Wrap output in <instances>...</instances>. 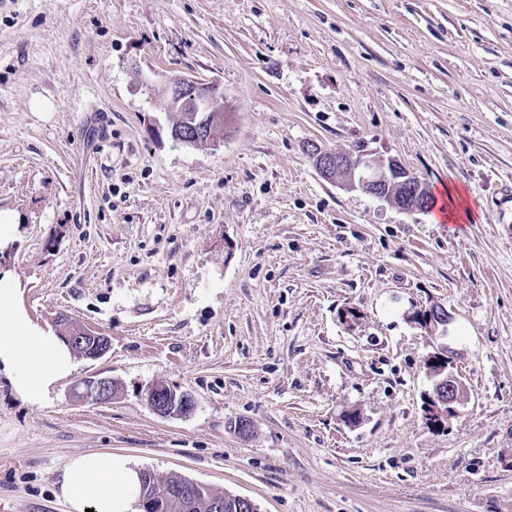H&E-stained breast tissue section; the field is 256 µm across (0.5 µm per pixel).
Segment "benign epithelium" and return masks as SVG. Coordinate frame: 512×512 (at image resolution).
I'll list each match as a JSON object with an SVG mask.
<instances>
[{"label": "benign epithelium", "mask_w": 512, "mask_h": 512, "mask_svg": "<svg viewBox=\"0 0 512 512\" xmlns=\"http://www.w3.org/2000/svg\"><path fill=\"white\" fill-rule=\"evenodd\" d=\"M171 108L185 114V120L196 130L189 136L180 129H171V136L190 146L213 143L210 132L202 129V118L212 112L224 115V92L215 83H203L193 78H180L169 88ZM309 154L318 173L330 182L341 181L350 189L357 188L377 199L395 201L392 188L404 185L408 194L399 204L403 211H424L427 186L406 171L397 161L387 165L375 164L358 155L339 154L316 143L310 145ZM424 328L437 330L449 325L452 316L444 309L432 307L417 316ZM66 340L72 346L84 347V356L90 359L102 357L109 350V340L103 334L79 326L74 327ZM427 372L432 380L431 390L425 396V415L436 427H444L458 413V406L468 397L467 388L456 371L455 353L442 349L428 356ZM84 400L103 404L112 400V380L104 377H89L81 382ZM146 400L152 410L161 416L181 415L195 408L192 396L171 389L159 390L152 385L146 390Z\"/></svg>", "instance_id": "1"}]
</instances>
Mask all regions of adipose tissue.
Listing matches in <instances>:
<instances>
[{
	"label": "adipose tissue",
	"instance_id": "adipose-tissue-1",
	"mask_svg": "<svg viewBox=\"0 0 512 512\" xmlns=\"http://www.w3.org/2000/svg\"><path fill=\"white\" fill-rule=\"evenodd\" d=\"M73 370L66 341L31 321L18 282L0 272V373L13 391L37 405ZM60 494L71 512H140V471L122 455L82 454L66 465Z\"/></svg>",
	"mask_w": 512,
	"mask_h": 512
}]
</instances>
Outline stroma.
<instances>
[{
    "instance_id": "stroma-1",
    "label": "stroma",
    "mask_w": 512,
    "mask_h": 512,
    "mask_svg": "<svg viewBox=\"0 0 512 512\" xmlns=\"http://www.w3.org/2000/svg\"><path fill=\"white\" fill-rule=\"evenodd\" d=\"M181 77L224 92L214 145L169 134ZM311 142L473 217L327 181ZM506 183L512 0H0V209L21 216L0 267L34 323L110 341L38 406L0 379V512H70L58 483L90 452L258 512H512ZM433 305L447 331L416 324ZM444 346L470 397L436 428ZM94 375L109 403L78 397ZM153 384L195 410L157 415Z\"/></svg>"
}]
</instances>
